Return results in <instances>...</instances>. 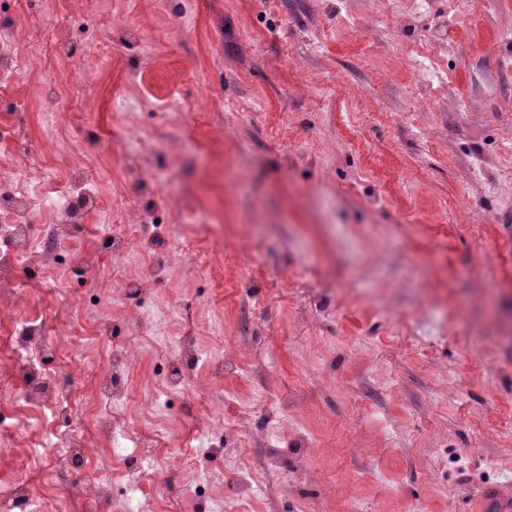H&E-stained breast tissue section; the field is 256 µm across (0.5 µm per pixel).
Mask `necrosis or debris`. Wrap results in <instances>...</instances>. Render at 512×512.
Listing matches in <instances>:
<instances>
[{
  "label": "necrosis or debris",
  "mask_w": 512,
  "mask_h": 512,
  "mask_svg": "<svg viewBox=\"0 0 512 512\" xmlns=\"http://www.w3.org/2000/svg\"><path fill=\"white\" fill-rule=\"evenodd\" d=\"M30 53L14 28L0 29V77L9 91L17 82L25 84L12 126L0 127V323L10 327L8 345L0 350V381H23V411L46 414L51 439L41 456L51 466V482L46 489L35 488L29 460L18 448L17 426L0 425V447L14 449L19 471L18 478L0 489V512H50L56 502L65 512H80L87 504L95 512H107L115 486L132 484L144 493L153 487L151 473L134 458L111 477L101 478L86 446L91 436L107 448L118 444L111 416L97 406L124 396L129 372L143 354L138 335L145 319L136 307H128V336L119 348L104 347L97 370L88 372L69 346L48 336L43 312L21 307L15 265L38 272L55 268L60 243L79 235L89 223L95 189L104 181L78 147L68 150L64 179L48 177L39 157L56 152L61 140L49 138L35 151L18 138L16 128L29 113L67 108L56 79L20 73L17 63ZM81 380L87 384L83 393L75 387Z\"/></svg>",
  "instance_id": "4bbe7bcc"
}]
</instances>
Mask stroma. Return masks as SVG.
Masks as SVG:
<instances>
[{
	"instance_id": "35a3bbf8",
	"label": "stroma",
	"mask_w": 512,
	"mask_h": 512,
	"mask_svg": "<svg viewBox=\"0 0 512 512\" xmlns=\"http://www.w3.org/2000/svg\"><path fill=\"white\" fill-rule=\"evenodd\" d=\"M106 5L62 18L102 81L51 119L91 150L113 219L150 200L125 194L127 157L183 200L141 228L127 280L149 269L147 240L176 232L185 255L138 301L156 333L107 412L194 457L210 512L230 509L224 465L192 396L227 424L253 408L239 443L258 464L254 512H468L489 487L512 498V0ZM109 17L136 29L138 53L104 46ZM111 232L94 216L54 282L109 278ZM82 252L99 254L95 271L75 269ZM21 278L49 335L96 362L80 330L121 324L126 302L64 324L47 285ZM186 336L190 394L155 393L158 353L178 355ZM229 349L246 370L212 374Z\"/></svg>"
}]
</instances>
